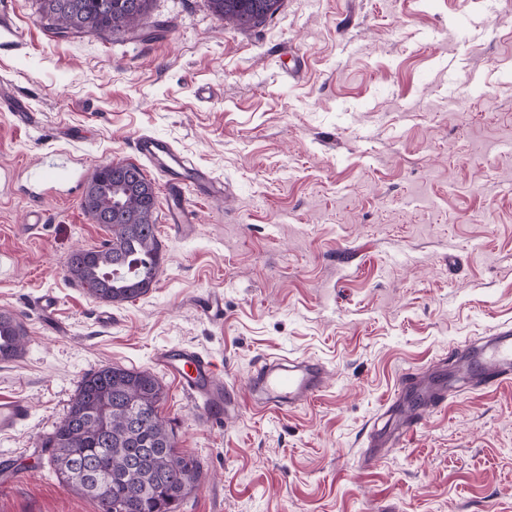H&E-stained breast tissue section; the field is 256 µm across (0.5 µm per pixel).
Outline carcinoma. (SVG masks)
<instances>
[{
    "mask_svg": "<svg viewBox=\"0 0 512 512\" xmlns=\"http://www.w3.org/2000/svg\"><path fill=\"white\" fill-rule=\"evenodd\" d=\"M152 0H41L50 29L66 34L136 33ZM281 0H208L224 24L251 29L273 16ZM153 183L132 162L96 168L81 208L110 239L78 248L64 262L67 276L108 305L147 294L164 260L154 217ZM27 331L0 313V362L20 354ZM162 382L148 371L106 364L85 374L65 418L42 441L60 483L97 503L100 512H179L196 489L200 463L177 448L159 413Z\"/></svg>",
    "mask_w": 512,
    "mask_h": 512,
    "instance_id": "1",
    "label": "carcinoma"
}]
</instances>
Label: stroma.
<instances>
[{
	"label": "stroma",
	"mask_w": 512,
	"mask_h": 512,
	"mask_svg": "<svg viewBox=\"0 0 512 512\" xmlns=\"http://www.w3.org/2000/svg\"><path fill=\"white\" fill-rule=\"evenodd\" d=\"M20 43L0 45V168L62 149L89 168L169 140L224 182L192 198L187 238L158 222L154 288L105 306L63 270L107 240L80 194L0 195V311L28 340L0 363V398L31 406L0 436V512H98L59 484L38 447L82 376L105 364L158 375L160 412L201 484L180 512H512V384L449 393L402 447L364 461L403 374L512 326V0H282L263 25L224 26L206 0H153L136 35L53 33L39 0H14ZM57 299L60 331L33 303ZM224 297V317L199 311ZM191 345L242 401L214 425L153 362ZM269 356L313 358L324 390L281 410L249 377Z\"/></svg>",
	"instance_id": "obj_1"
}]
</instances>
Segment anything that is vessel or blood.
<instances>
[{
    "label": "vessel or blood",
    "mask_w": 512,
    "mask_h": 512,
    "mask_svg": "<svg viewBox=\"0 0 512 512\" xmlns=\"http://www.w3.org/2000/svg\"><path fill=\"white\" fill-rule=\"evenodd\" d=\"M135 153L164 178L169 228L182 237L193 235L199 219L187 201V193L205 199L220 198L224 195L223 181L207 169L188 166L169 141L149 134L138 136ZM85 171V166L69 153L53 150L43 153L29 169L6 176L0 184L6 191L19 192L31 201L28 223L43 224L47 212L40 206L42 199L60 188L76 189ZM154 361L213 420L227 417L231 409L239 406L235 386L224 380L210 355L191 346H176L159 350ZM454 375L476 386L512 381V327L500 329L486 343L471 348ZM326 383L324 366L309 358H266L250 379L251 387L261 396L262 406L271 409L308 402ZM447 394L442 370H434L427 380L413 377L410 389L399 390L387 408V420L370 439L369 448L376 453L399 446L431 409L446 400ZM29 415L25 400L0 399V435L15 431Z\"/></svg>",
    "instance_id": "b4317fda"
}]
</instances>
